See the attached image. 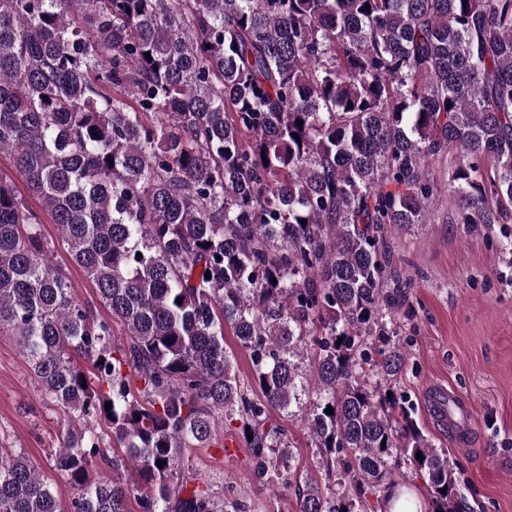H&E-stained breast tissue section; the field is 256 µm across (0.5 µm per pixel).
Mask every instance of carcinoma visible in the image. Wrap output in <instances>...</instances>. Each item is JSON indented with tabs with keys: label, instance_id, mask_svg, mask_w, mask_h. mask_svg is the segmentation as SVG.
I'll return each mask as SVG.
<instances>
[{
	"label": "carcinoma",
	"instance_id": "cac0c4a2",
	"mask_svg": "<svg viewBox=\"0 0 512 512\" xmlns=\"http://www.w3.org/2000/svg\"><path fill=\"white\" fill-rule=\"evenodd\" d=\"M450 151L466 161L452 222L496 223L512 204V0H0V154L111 312L76 300L0 177V334L67 421L48 462L72 490L67 511L0 450V512H128L132 496L242 512L173 481L231 422L298 512H374L371 497L388 512L407 467L429 512H457L458 463L398 391L408 286L388 246L429 222L427 163ZM293 405L324 485L287 465L271 413ZM224 348L229 353L233 365L240 378H246L250 373L251 362L248 353L241 347L232 328L227 325L224 327Z\"/></svg>",
	"mask_w": 512,
	"mask_h": 512
}]
</instances>
